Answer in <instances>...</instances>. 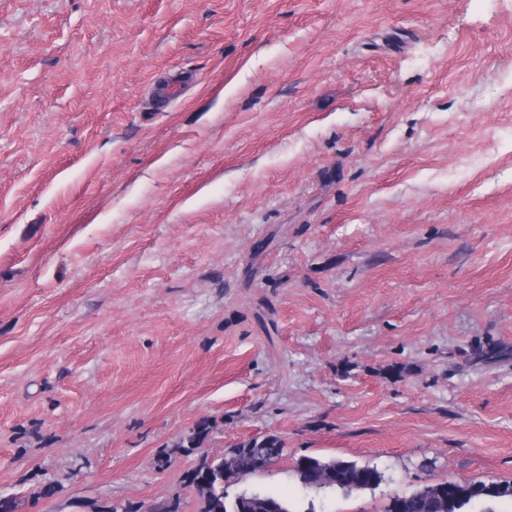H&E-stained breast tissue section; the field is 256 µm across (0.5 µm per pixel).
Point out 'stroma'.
Masks as SVG:
<instances>
[{
    "label": "stroma",
    "instance_id": "obj_1",
    "mask_svg": "<svg viewBox=\"0 0 512 512\" xmlns=\"http://www.w3.org/2000/svg\"><path fill=\"white\" fill-rule=\"evenodd\" d=\"M204 417L512 482V0H0V494L198 512ZM216 422L213 419L201 418L188 430L180 439L175 448L182 455L190 456L196 454L200 448H205L209 443L214 431ZM76 507L85 512H183V499L181 493L176 491L165 498L154 500L149 505L145 503L107 504L99 500H81L75 503Z\"/></svg>",
    "mask_w": 512,
    "mask_h": 512
}]
</instances>
